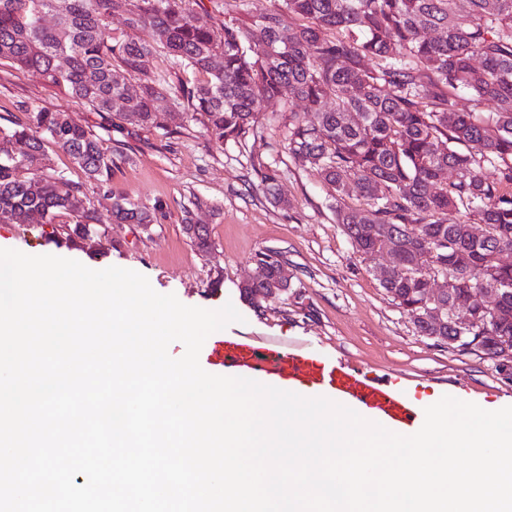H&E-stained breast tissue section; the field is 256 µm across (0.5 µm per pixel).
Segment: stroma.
Returning a JSON list of instances; mask_svg holds the SVG:
<instances>
[{"instance_id": "1", "label": "stroma", "mask_w": 512, "mask_h": 512, "mask_svg": "<svg viewBox=\"0 0 512 512\" xmlns=\"http://www.w3.org/2000/svg\"><path fill=\"white\" fill-rule=\"evenodd\" d=\"M273 5L274 0L184 3L208 25ZM29 110L70 113L92 127L104 147H123L125 156L110 182L86 185V202L100 216H107L115 191L159 206L162 214L152 231L113 224L109 239L100 242L60 244L51 225L0 224V247L74 259L95 270L131 269L158 293L175 294L188 306L217 310L233 304L242 319L232 330L308 343L327 356L388 375L404 392L429 403L449 395L489 411L512 406V378L500 374L496 361L477 348H452L420 335L381 288L375 269L384 257L353 250L318 173L275 151L286 135L278 104L261 117L257 135L220 145L183 116L150 127L109 121L32 72L0 61V127ZM266 168L277 175L273 183L259 175ZM187 209L208 225L209 252H198L185 236L181 215ZM267 250L285 260L288 288L255 306L240 286L257 273L255 255Z\"/></svg>"}]
</instances>
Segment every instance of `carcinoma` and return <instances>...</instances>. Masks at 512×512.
I'll return each instance as SVG.
<instances>
[{"mask_svg": "<svg viewBox=\"0 0 512 512\" xmlns=\"http://www.w3.org/2000/svg\"><path fill=\"white\" fill-rule=\"evenodd\" d=\"M183 0H0V60L39 76L93 110L130 125L151 126L154 102L173 90L170 111L190 113L211 139L237 142L257 131L267 102L305 103L288 115L282 148L296 164L319 171L339 197L355 190L363 209L336 205L353 249L398 243V265L381 284L412 311L448 273V301L462 295L497 357L512 348V264L491 260L512 251V0H276L258 15L201 26ZM299 24L282 27L281 11ZM48 15L55 25L44 24ZM126 30L112 34V19ZM162 50L172 71L151 76L145 60ZM201 73L191 82L184 73ZM466 94L472 107L463 112ZM23 140L16 156L5 148ZM53 143L103 183L123 150L65 112H32L0 128V224L72 222L69 241L100 232L84 185L54 174L30 177ZM449 170L453 179L440 182ZM159 207L112 194L110 223L150 230ZM460 218L448 220V214ZM192 245L207 251L209 228L183 211ZM469 224L486 225L472 238ZM260 273L242 286L256 304L278 287L284 265L275 252L257 255ZM496 288L489 308L481 290Z\"/></svg>", "mask_w": 512, "mask_h": 512, "instance_id": "obj_1", "label": "carcinoma"}]
</instances>
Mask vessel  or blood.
<instances>
[{"label":"vessel or blood","mask_w":512,"mask_h":512,"mask_svg":"<svg viewBox=\"0 0 512 512\" xmlns=\"http://www.w3.org/2000/svg\"><path fill=\"white\" fill-rule=\"evenodd\" d=\"M208 359L230 376L266 381L304 394L327 395L400 433L417 431L424 420L422 404L402 394L390 379L368 376L304 344L286 346L227 333L214 337Z\"/></svg>","instance_id":"b4317fda"}]
</instances>
